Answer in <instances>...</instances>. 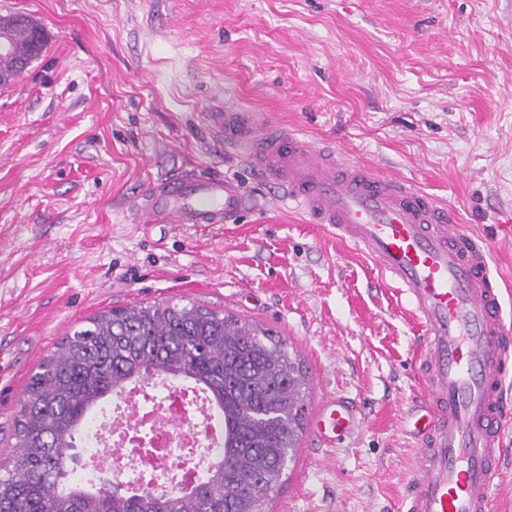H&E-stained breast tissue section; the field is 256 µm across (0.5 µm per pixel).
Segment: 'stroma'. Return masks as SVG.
<instances>
[{
	"label": "stroma",
	"instance_id": "obj_1",
	"mask_svg": "<svg viewBox=\"0 0 512 512\" xmlns=\"http://www.w3.org/2000/svg\"><path fill=\"white\" fill-rule=\"evenodd\" d=\"M48 42L0 88V459L24 391L95 313L172 301L272 327L361 431L304 432L266 512H397L424 329L365 253L255 181L214 101L373 162L492 245L512 325V0H0ZM188 171L235 174L237 224H141Z\"/></svg>",
	"mask_w": 512,
	"mask_h": 512
}]
</instances>
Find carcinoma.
I'll return each instance as SVG.
<instances>
[{
    "label": "carcinoma",
    "mask_w": 512,
    "mask_h": 512,
    "mask_svg": "<svg viewBox=\"0 0 512 512\" xmlns=\"http://www.w3.org/2000/svg\"><path fill=\"white\" fill-rule=\"evenodd\" d=\"M0 72L46 45L30 18ZM152 378L205 393L223 427L202 455L189 494L169 487H87L73 477L89 413L109 395ZM309 373L274 330L194 304H139L99 312L65 336L30 379L15 417L14 453L0 461V512H264L296 458Z\"/></svg>",
    "instance_id": "obj_1"
}]
</instances>
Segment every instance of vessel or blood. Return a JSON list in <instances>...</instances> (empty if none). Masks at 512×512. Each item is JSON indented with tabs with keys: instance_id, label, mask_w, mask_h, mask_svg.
<instances>
[{
	"instance_id": "obj_1",
	"label": "vessel or blood",
	"mask_w": 512,
	"mask_h": 512,
	"mask_svg": "<svg viewBox=\"0 0 512 512\" xmlns=\"http://www.w3.org/2000/svg\"><path fill=\"white\" fill-rule=\"evenodd\" d=\"M212 133L289 204L367 253L400 288L422 321L418 376L425 411L414 422L416 448L401 466L407 494L398 512H491L512 404V329L487 239L463 233L434 199L379 175L375 164L311 142L288 128L262 125L255 112L213 104ZM251 208L231 176L182 174L146 192L145 224L238 223ZM343 397L324 399L313 432L326 446L358 432Z\"/></svg>"
}]
</instances>
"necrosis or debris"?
<instances>
[{
    "instance_id": "1",
    "label": "necrosis or debris",
    "mask_w": 512,
    "mask_h": 512,
    "mask_svg": "<svg viewBox=\"0 0 512 512\" xmlns=\"http://www.w3.org/2000/svg\"><path fill=\"white\" fill-rule=\"evenodd\" d=\"M141 431L153 437L154 451L129 443V435ZM215 437L216 427L200 391L188 386L176 390L168 382L151 380L132 387L123 408L109 403L100 407L83 437V461L76 476L94 485L110 468L122 479L140 483L168 475L181 482L202 475L192 451L210 446Z\"/></svg>"
}]
</instances>
